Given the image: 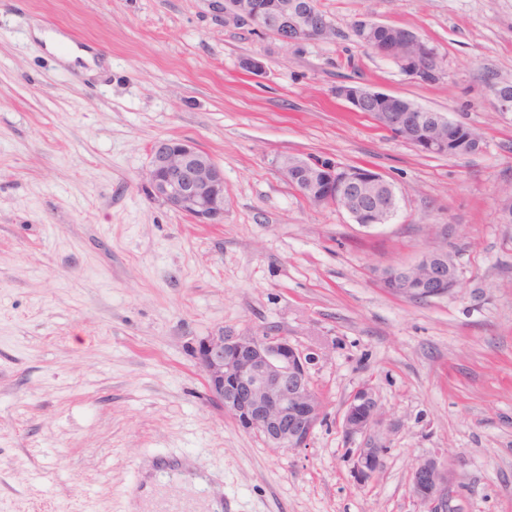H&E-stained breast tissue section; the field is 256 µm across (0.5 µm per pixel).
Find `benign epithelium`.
I'll return each instance as SVG.
<instances>
[{
	"label": "benign epithelium",
	"instance_id": "1",
	"mask_svg": "<svg viewBox=\"0 0 512 512\" xmlns=\"http://www.w3.org/2000/svg\"><path fill=\"white\" fill-rule=\"evenodd\" d=\"M224 24H247L283 42L325 40L335 35L331 21L320 13L316 0H236L223 8ZM383 24L359 20L355 25L359 41L376 56L395 60L409 78L431 83L439 79L437 64L423 59L431 47L417 32L403 33L402 45L392 46L377 38ZM336 98L354 112L371 113L381 128L391 131L415 149L441 155L447 149L442 138L412 140L424 125L453 129L457 122L442 112H423L402 104L397 96L357 83L336 87ZM491 96L500 112H512V84L499 83ZM314 166L329 183L318 206L345 209L353 221L365 228L388 223L397 213L399 197L395 187L371 169L353 175L325 160L288 158L279 161L285 180L297 185L308 166ZM149 195L197 224L224 223V168L196 141L160 139L150 148L145 172ZM424 268L421 280L427 297L441 296L452 289L446 261L433 251L411 266ZM196 366L204 376L209 399L230 416L246 433L262 436L271 448L297 452L307 447L324 417L323 401L310 375L314 357L293 345L286 336L246 332L226 335L220 328L199 339L192 349ZM378 414L373 387L357 388L345 404L341 427L349 439L361 437L352 450L351 473L363 487L382 470L385 445L378 431ZM448 466L435 458H418L411 469L410 493L428 512L442 510V491Z\"/></svg>",
	"mask_w": 512,
	"mask_h": 512
}]
</instances>
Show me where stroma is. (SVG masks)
I'll list each match as a JSON object with an SVG mask.
<instances>
[{
	"instance_id": "1",
	"label": "stroma",
	"mask_w": 512,
	"mask_h": 512,
	"mask_svg": "<svg viewBox=\"0 0 512 512\" xmlns=\"http://www.w3.org/2000/svg\"><path fill=\"white\" fill-rule=\"evenodd\" d=\"M320 5L335 36L287 44L225 25L218 0H0V512H131L160 456L232 512H419L421 457L448 466L444 512H512V113L488 91L512 82V0ZM361 18L417 31L443 76L370 53ZM41 31L90 50L94 74ZM349 81L475 128L482 151L419 153L336 98ZM161 138L223 166V223L148 195ZM285 155L376 170L397 216L366 229L309 205ZM439 248L456 288H383ZM219 328L314 353L308 448H270L209 400L191 347ZM365 383L386 455L360 487L341 419Z\"/></svg>"
}]
</instances>
